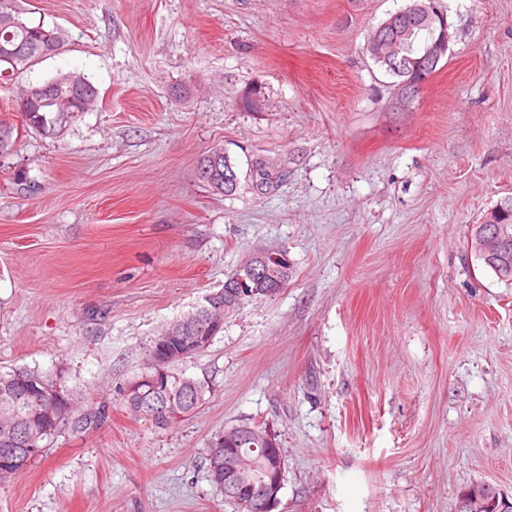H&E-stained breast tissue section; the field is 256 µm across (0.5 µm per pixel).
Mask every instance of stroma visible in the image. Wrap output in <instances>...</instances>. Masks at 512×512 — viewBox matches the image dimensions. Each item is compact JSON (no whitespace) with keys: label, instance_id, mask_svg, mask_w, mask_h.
Returning a JSON list of instances; mask_svg holds the SVG:
<instances>
[{"label":"stroma","instance_id":"1","mask_svg":"<svg viewBox=\"0 0 512 512\" xmlns=\"http://www.w3.org/2000/svg\"><path fill=\"white\" fill-rule=\"evenodd\" d=\"M409 2L15 0L64 44L0 81V118L60 73L99 99L0 157V372L57 374L104 418L63 428L0 512H232L202 457L242 423L278 437L273 512L512 501V288L467 246L512 197V0H435L455 37L406 95L366 46ZM216 147L234 194L198 176ZM259 161L281 173L262 192ZM257 249L287 252V288L171 367L203 405L132 417L117 391L157 331Z\"/></svg>","mask_w":512,"mask_h":512}]
</instances>
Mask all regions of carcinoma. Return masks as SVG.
Segmentation results:
<instances>
[{
    "instance_id": "1",
    "label": "carcinoma",
    "mask_w": 512,
    "mask_h": 512,
    "mask_svg": "<svg viewBox=\"0 0 512 512\" xmlns=\"http://www.w3.org/2000/svg\"><path fill=\"white\" fill-rule=\"evenodd\" d=\"M43 24H33L23 21L19 13L13 8L12 0H0V56L3 49H9L22 44L26 47V55L17 57L10 62L0 59V80L11 79L17 73L29 69L39 60L44 58L46 41L42 31ZM77 79V74H59L48 80L51 91L42 94L35 91V86L28 87L31 95L17 102V108L22 110V118L27 127L49 137L58 134L63 119L74 112L89 111L98 99V90L90 82L85 81V91L82 100L72 98L69 87L72 81ZM15 125L11 122L0 120V157L14 152L16 139L14 138ZM218 167L221 172L236 170L235 163L222 154L211 152L200 161V167ZM500 205L505 207L503 211H494L491 219L500 227L506 229L512 236V197L504 198ZM251 300L249 296L237 298L231 294V289L224 288V299L221 306L216 307L205 298L204 303L195 309V314L200 315L205 311L219 314L218 321L231 318L245 302ZM179 331L183 338L181 348L175 350L163 361L162 368L167 365L190 358L201 353L194 347L193 338L196 336L219 335L224 327L216 331L202 324L196 325L192 314H187L182 319L166 326L161 334L168 336L173 331ZM152 366L145 370L131 383L138 384V393L130 395L125 393V388L119 389L121 405L132 416L141 419L158 429H166L178 423L194 413L204 402L209 386L185 376L172 373L167 374V384L161 390H151L149 385L143 382L146 375L150 374ZM43 401L47 407L57 404L55 409V426L44 424L43 417L35 414L34 407L38 401ZM172 408V415L166 417L156 413V407L160 403ZM101 418V412L87 413L79 411L74 394L67 390L53 377L37 370L19 369L5 374L0 373V457L7 449L20 451L27 441H33L32 457L36 458L44 452L45 448L58 435L62 427L70 426L76 433L84 432L97 424ZM269 429L263 425L241 424L226 429L220 436L214 437L209 444L205 456V469L208 481L219 492H224V453L228 448L238 449L250 462L247 473V482L254 489H259L268 476V456L258 452L260 448L268 447L266 436Z\"/></svg>"
}]
</instances>
